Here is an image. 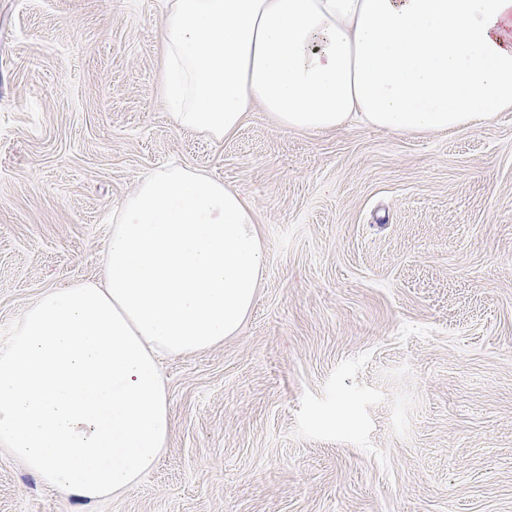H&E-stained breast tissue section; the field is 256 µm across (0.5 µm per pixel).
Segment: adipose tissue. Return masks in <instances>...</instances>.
Masks as SVG:
<instances>
[{"label":"adipose tissue","instance_id":"ef3b65f1","mask_svg":"<svg viewBox=\"0 0 512 512\" xmlns=\"http://www.w3.org/2000/svg\"><path fill=\"white\" fill-rule=\"evenodd\" d=\"M159 41L174 120L217 141L255 106L308 132H448L512 110V0H165ZM262 272L238 191L199 169L145 175L99 278L44 291L0 349V447L80 500L132 489L172 433L161 358L238 335Z\"/></svg>","mask_w":512,"mask_h":512}]
</instances>
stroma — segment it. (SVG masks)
Returning <instances> with one entry per match:
<instances>
[{
    "label": "stroma",
    "mask_w": 512,
    "mask_h": 512,
    "mask_svg": "<svg viewBox=\"0 0 512 512\" xmlns=\"http://www.w3.org/2000/svg\"><path fill=\"white\" fill-rule=\"evenodd\" d=\"M164 4L0 0V348L171 166L251 201L258 297L163 360L172 435L134 488L65 499L1 450L0 512H512V111L395 134L256 108L215 141L160 97Z\"/></svg>",
    "instance_id": "stroma-1"
}]
</instances>
